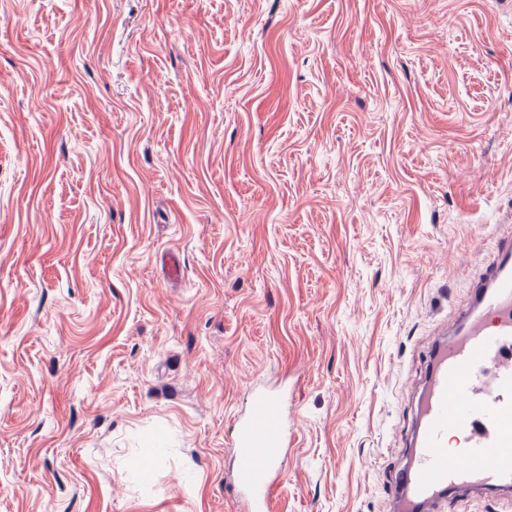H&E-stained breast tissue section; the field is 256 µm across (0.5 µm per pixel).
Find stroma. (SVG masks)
Returning <instances> with one entry per match:
<instances>
[{"label": "stroma", "instance_id": "35a3bbf8", "mask_svg": "<svg viewBox=\"0 0 512 512\" xmlns=\"http://www.w3.org/2000/svg\"><path fill=\"white\" fill-rule=\"evenodd\" d=\"M511 234L512 0H0V512H393ZM236 427L231 487L248 512H270L289 446L282 394L253 388L249 407L236 419Z\"/></svg>", "mask_w": 512, "mask_h": 512}]
</instances>
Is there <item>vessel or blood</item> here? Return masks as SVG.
I'll return each instance as SVG.
<instances>
[{
    "label": "vessel or blood",
    "mask_w": 512,
    "mask_h": 512,
    "mask_svg": "<svg viewBox=\"0 0 512 512\" xmlns=\"http://www.w3.org/2000/svg\"><path fill=\"white\" fill-rule=\"evenodd\" d=\"M236 427L231 486L247 512H271L289 446L282 394L252 389ZM452 437L463 455L449 450ZM471 489L512 491V236L498 242L470 304L430 352L414 446L390 497L395 512H439Z\"/></svg>",
    "instance_id": "b4317fda"
}]
</instances>
